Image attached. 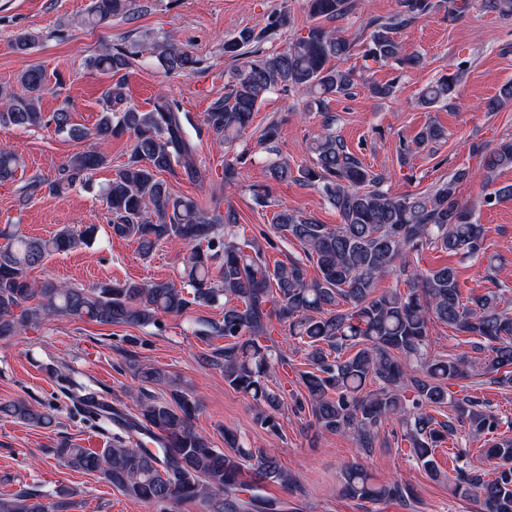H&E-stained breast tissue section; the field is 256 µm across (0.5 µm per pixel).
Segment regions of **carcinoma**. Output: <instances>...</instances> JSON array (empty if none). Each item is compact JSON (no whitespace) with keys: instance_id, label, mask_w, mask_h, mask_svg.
<instances>
[{"instance_id":"carcinoma-1","label":"carcinoma","mask_w":512,"mask_h":512,"mask_svg":"<svg viewBox=\"0 0 512 512\" xmlns=\"http://www.w3.org/2000/svg\"><path fill=\"white\" fill-rule=\"evenodd\" d=\"M130 0H92L85 25L97 27L129 10ZM434 0H397L387 18H372L369 34L361 45L359 70L331 64L352 55L355 40L332 23L343 20L353 0H305L311 24L307 34L281 51H264L261 44L289 23L287 14L276 13L260 29L243 28L224 40V54L241 60L230 92L204 113L196 136L205 132L231 144L252 127L266 94L279 88L303 91L322 105L329 96L351 94L358 86L379 99L393 94V84L371 81L369 72L391 62L416 67L420 57L404 52L396 35L429 15ZM36 37L17 33L12 48L29 53ZM151 54L169 75L193 72L200 60L168 38L153 42ZM137 51L115 44L89 60V66L115 79L102 94L93 135L99 140H131L127 158L112 165L96 149L78 151L59 167L56 178L31 179L27 194L59 195L75 186L92 183L94 173L114 168L103 188V199L112 234L137 242L144 256L166 240L185 244L180 257V283L172 280L109 281L90 288H72L56 281L34 282L28 270L49 256L90 246L97 225L68 227L53 236L35 238L18 225L0 227V339L17 336L50 316L102 325L153 327L162 330V317L181 315L192 308H221V317L205 322L203 338L222 337L224 346L202 359L224 371V383L252 398L255 419L262 427L277 430L275 412L284 389L269 387L276 368L293 366L276 346L273 333L281 330L292 341L306 346L307 368L297 370L296 381L305 389L315 423L325 432L349 434L368 452L379 437L385 420L401 424L409 450L425 472L441 475L436 449L462 425L474 438L490 437L487 457L490 471L465 467L468 448L453 454L449 477L454 491L474 496L479 512H512V438L498 433L503 425L487 402L458 393L463 382L482 378L503 388L512 387V310L501 295L463 296L455 268H423L424 251L440 249L463 254L496 269L497 258L487 252L485 227L474 218L473 208L462 203L459 188L470 178L466 168L429 191L393 196L382 188L386 176L369 169L330 132L309 145L310 163L296 169L271 157L280 134L279 124L268 123L259 145L271 180L300 181L323 193L336 210L340 223L322 224L312 216L280 207L273 213L277 233L296 240L305 259L269 267L265 251L254 239H240L230 232L238 223L232 208L202 207L190 196H177L162 174H178L190 181L203 179L196 161V144L189 133L190 120L178 102L166 97L154 100L142 111L128 102L125 74ZM461 72L445 75L425 87L420 104L425 108L453 101ZM47 78L37 66L22 70L17 87H0V127H54L55 132L80 140L87 132L73 121V112L61 107L42 111ZM512 103V83L491 99L487 111ZM436 124L426 125L404 152L425 148L443 139ZM244 149L224 161V187L237 186ZM487 177L512 168V141H502L484 161ZM22 168L20 157L0 146V185L15 180ZM316 265L319 275H307L305 262ZM393 275L403 288L384 292L379 279ZM442 322L462 336L476 352L429 356L430 325ZM140 386L128 391L138 401L135 415L117 404L103 402L94 388L74 375L53 370L69 397L79 404L85 420L111 433L112 443L95 451L64 438L53 454L69 469L97 474L125 496L148 505L197 503L205 512H293L287 500L261 493L262 484L274 482L291 490L294 474L277 456L255 453L243 447L237 434L224 429V447L217 448L193 425L199 403L162 370L129 362ZM170 384L169 396L157 397L147 386ZM447 408L439 420L434 413ZM0 416L36 428H50L52 414L28 401H0ZM341 494L376 503L396 501L408 507L415 499L406 483L374 481L359 463L341 473ZM71 494H45L22 487L0 498V512H70Z\"/></svg>"}]
</instances>
